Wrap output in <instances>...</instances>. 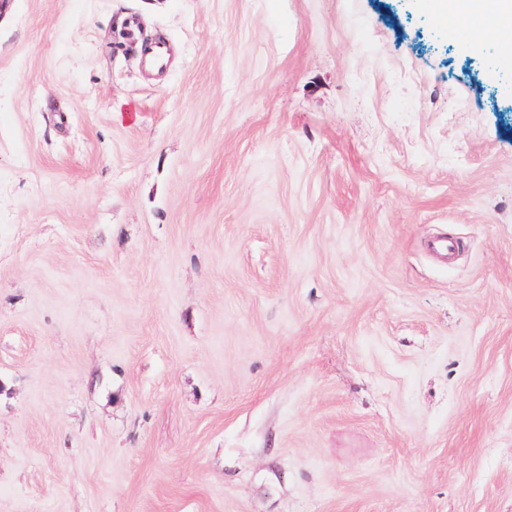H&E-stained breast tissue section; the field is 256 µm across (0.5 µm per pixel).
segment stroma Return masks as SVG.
<instances>
[{
    "mask_svg": "<svg viewBox=\"0 0 512 512\" xmlns=\"http://www.w3.org/2000/svg\"><path fill=\"white\" fill-rule=\"evenodd\" d=\"M466 27L0 0V512H512V85Z\"/></svg>",
    "mask_w": 512,
    "mask_h": 512,
    "instance_id": "stroma-1",
    "label": "stroma"
}]
</instances>
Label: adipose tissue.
Here are the masks:
<instances>
[{
	"label": "adipose tissue",
	"instance_id": "adipose-tissue-1",
	"mask_svg": "<svg viewBox=\"0 0 512 512\" xmlns=\"http://www.w3.org/2000/svg\"><path fill=\"white\" fill-rule=\"evenodd\" d=\"M442 14L469 18V42L501 44L512 39V0H440Z\"/></svg>",
	"mask_w": 512,
	"mask_h": 512
}]
</instances>
